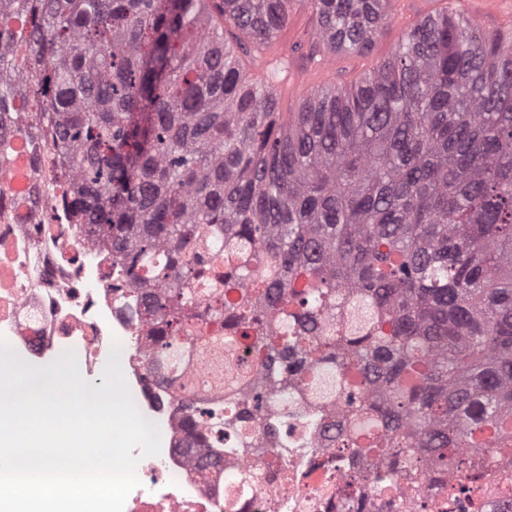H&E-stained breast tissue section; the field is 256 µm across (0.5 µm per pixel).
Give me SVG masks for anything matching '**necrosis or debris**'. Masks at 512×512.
I'll return each instance as SVG.
<instances>
[{
  "instance_id": "necrosis-or-debris-1",
  "label": "necrosis or debris",
  "mask_w": 512,
  "mask_h": 512,
  "mask_svg": "<svg viewBox=\"0 0 512 512\" xmlns=\"http://www.w3.org/2000/svg\"><path fill=\"white\" fill-rule=\"evenodd\" d=\"M111 285L108 253L83 241L63 210L50 203L35 211L0 205V339L34 365L75 351L81 377L94 385L114 342L125 343L120 365L126 382L144 415L165 434L164 451L140 459L141 485L129 494L124 512H328L323 485L345 497L365 489L356 465L337 469L329 452L312 447L324 424L318 415L298 419L287 459L254 445L250 458L264 469L262 484L245 479L240 457H225L220 466L200 463L173 402L168 379L175 371L164 367V382L145 387L141 327ZM306 459L316 465L310 478L282 480L283 469Z\"/></svg>"
}]
</instances>
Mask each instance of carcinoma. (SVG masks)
Segmentation results:
<instances>
[{
	"label": "carcinoma",
	"instance_id": "obj_1",
	"mask_svg": "<svg viewBox=\"0 0 512 512\" xmlns=\"http://www.w3.org/2000/svg\"><path fill=\"white\" fill-rule=\"evenodd\" d=\"M311 5L309 57L361 54L389 0H0V173L23 145L112 290L144 309L149 363L225 373L182 403L208 462L288 396L376 498L486 512L512 468V33L452 9L350 85L276 109L246 60Z\"/></svg>",
	"mask_w": 512,
	"mask_h": 512
}]
</instances>
